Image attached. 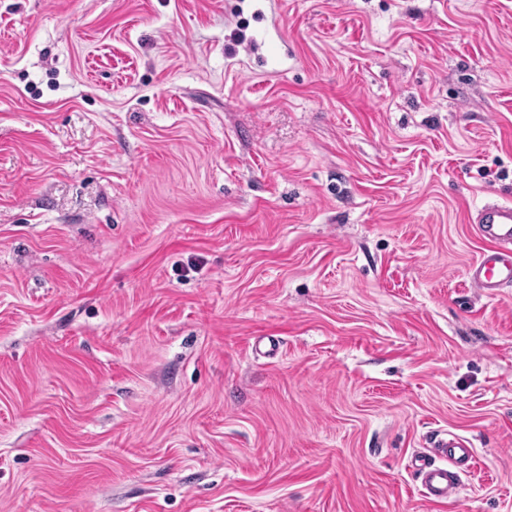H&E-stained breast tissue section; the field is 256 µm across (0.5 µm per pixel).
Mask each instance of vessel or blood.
Segmentation results:
<instances>
[{"label": "vessel or blood", "instance_id": "b4317fda", "mask_svg": "<svg viewBox=\"0 0 512 512\" xmlns=\"http://www.w3.org/2000/svg\"><path fill=\"white\" fill-rule=\"evenodd\" d=\"M474 222L487 248L470 266L468 278L473 287L494 295L512 287V204L487 205ZM473 460L472 449L460 435L449 430L433 433L424 451L412 459L422 496L435 502L452 500L461 487L462 473L471 468Z\"/></svg>", "mask_w": 512, "mask_h": 512}]
</instances>
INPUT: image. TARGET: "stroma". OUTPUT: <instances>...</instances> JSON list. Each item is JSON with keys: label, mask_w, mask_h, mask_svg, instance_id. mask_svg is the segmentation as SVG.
Listing matches in <instances>:
<instances>
[{"label": "stroma", "mask_w": 512, "mask_h": 512, "mask_svg": "<svg viewBox=\"0 0 512 512\" xmlns=\"http://www.w3.org/2000/svg\"><path fill=\"white\" fill-rule=\"evenodd\" d=\"M489 202L512 0H0V512H512ZM473 460L472 448L460 435L449 430L433 433L424 451L412 459L422 496L435 502L452 500L461 487L460 474Z\"/></svg>", "instance_id": "35a3bbf8"}]
</instances>
